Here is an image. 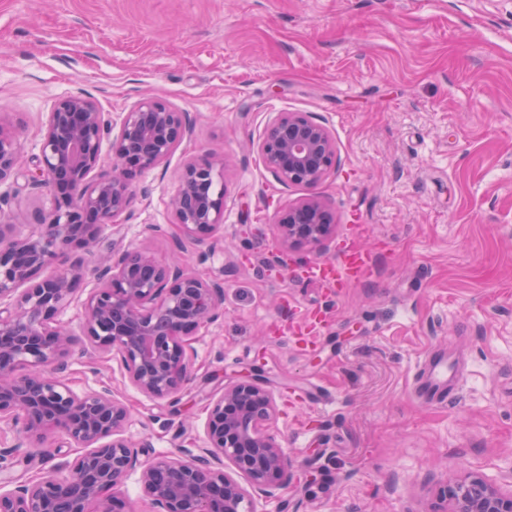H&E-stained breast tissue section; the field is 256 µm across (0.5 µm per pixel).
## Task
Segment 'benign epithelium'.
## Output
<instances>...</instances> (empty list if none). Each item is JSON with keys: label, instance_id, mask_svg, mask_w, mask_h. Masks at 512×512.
<instances>
[{"label": "benign epithelium", "instance_id": "obj_1", "mask_svg": "<svg viewBox=\"0 0 512 512\" xmlns=\"http://www.w3.org/2000/svg\"><path fill=\"white\" fill-rule=\"evenodd\" d=\"M190 128L188 114L164 100H140L121 122L112 176L92 181L108 131L96 101L76 93L48 113L30 182L47 188L53 206L38 215L35 236H16L12 225H0V423L19 433L17 444L0 448V512H91L93 505L99 512H129L122 487L134 472L155 512H255L250 490L272 498L294 477L292 459L269 430L278 415L276 399L258 378L232 381L212 399L200 453L142 461L122 437L127 406L107 389L78 394L59 375L72 338L58 315L71 304L76 284L91 274L100 282L84 303V336L91 345L112 354L131 384L150 397L175 396L188 384L192 340L217 318L223 283L144 249L110 250L92 269L76 263L55 276L37 274L117 224L130 206L133 179L166 161ZM261 153L284 184L314 187L336 165L328 130L301 113L274 120ZM21 165L14 132L0 125V183ZM222 170L216 159L188 164L179 175L171 208L182 236L195 244L205 243L224 221V194L213 192ZM332 230L316 196L277 221L284 250L320 243ZM54 431L86 451L35 481H17L11 470L22 448L38 447ZM440 500L439 512H512V491L479 477L444 485Z\"/></svg>", "mask_w": 512, "mask_h": 512}]
</instances>
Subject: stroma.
<instances>
[{
	"mask_svg": "<svg viewBox=\"0 0 512 512\" xmlns=\"http://www.w3.org/2000/svg\"><path fill=\"white\" fill-rule=\"evenodd\" d=\"M95 98L108 132L93 178L110 176L120 123L155 96L189 113L169 159L145 170L93 252L145 248L223 282L224 314L192 342L178 402L138 391L83 334L78 283L60 319L73 333L64 379L107 387L130 411L126 437L149 455L202 447L207 404L260 374L274 431L300 473L258 512H440V488L481 476L512 490V0H0V124L22 174L0 183V222L30 234L48 210L27 174L61 97ZM300 112L336 144L318 186L286 185L261 154L268 124ZM224 157V222L204 245H177L169 200L184 166ZM335 224L266 272L277 218L310 194ZM373 260L358 284L307 279L346 250ZM458 359L445 405L415 391L425 357ZM48 434L26 479L73 459Z\"/></svg>",
	"mask_w": 512,
	"mask_h": 512,
	"instance_id": "obj_1",
	"label": "stroma"
}]
</instances>
